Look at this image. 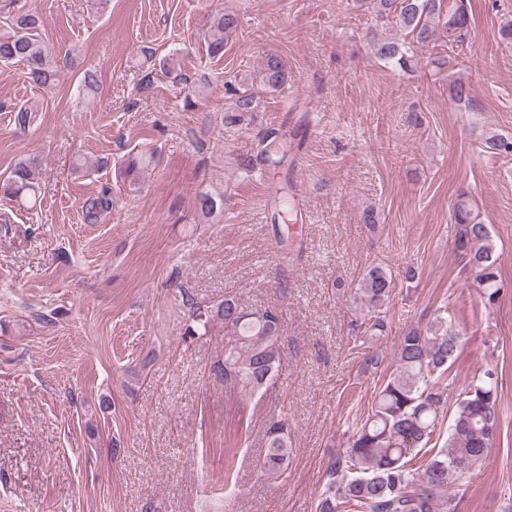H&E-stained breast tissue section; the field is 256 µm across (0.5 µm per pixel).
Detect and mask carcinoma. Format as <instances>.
<instances>
[{
  "instance_id": "obj_1",
  "label": "carcinoma",
  "mask_w": 512,
  "mask_h": 512,
  "mask_svg": "<svg viewBox=\"0 0 512 512\" xmlns=\"http://www.w3.org/2000/svg\"><path fill=\"white\" fill-rule=\"evenodd\" d=\"M382 22H393L406 31L409 41L373 34L371 50L380 60L400 69L408 68L413 48L429 47L438 33L448 42L464 41L469 19L466 0H366ZM240 24L234 13L219 12L210 20L206 39L213 57L224 56V40ZM14 29L0 36V61L20 62L28 81L50 88L56 71L51 52L42 43L39 30L44 20L21 14ZM283 60L268 55L259 73V83L277 90L287 81ZM258 100L249 89L237 91L228 111L254 112ZM483 152L496 157H512V137L491 134L481 138ZM288 154L286 135L272 132L251 153L239 159L246 170H277ZM41 186L26 162H20L0 180V195L17 202L34 203ZM194 205L199 215L209 218L224 212V192L203 189ZM112 208L105 194L86 200L84 218L94 224ZM454 246L466 265L476 274V287L485 305H496L505 284L494 257L489 225L473 214L472 205L459 201L452 213ZM394 290V279L381 266L370 267L356 289L355 299L368 308L369 330L376 336L386 328L380 309ZM224 329V361L213 365L212 373L224 383L241 388L252 397L274 379L280 359L282 314L276 308L245 310L237 299L227 296L215 304L192 310L187 328L190 336H208ZM460 348V336L448 319L437 316L425 326L406 330L396 350V368L384 377L371 403V410L348 436L346 448L331 463L328 483L317 500L316 512H437L439 503L452 502L450 490L463 471L484 461L492 447L499 424L498 382L494 374L470 385L460 401L444 448L428 449L436 436L446 407L441 378ZM268 451L261 468L276 473L288 462V419L270 422ZM425 451L426 460L418 468L411 465L414 450Z\"/></svg>"
}]
</instances>
